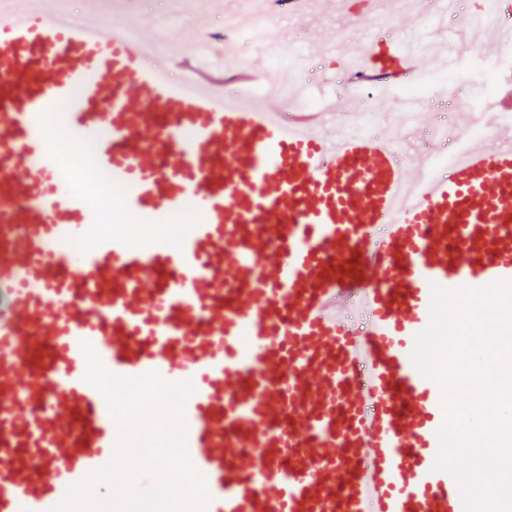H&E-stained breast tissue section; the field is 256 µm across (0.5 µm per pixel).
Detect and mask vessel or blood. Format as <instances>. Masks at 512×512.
Masks as SVG:
<instances>
[{
  "label": "vessel or blood",
  "instance_id": "b4317fda",
  "mask_svg": "<svg viewBox=\"0 0 512 512\" xmlns=\"http://www.w3.org/2000/svg\"><path fill=\"white\" fill-rule=\"evenodd\" d=\"M421 5L436 28L458 0ZM128 29L0 0V512H50L113 456L84 340L116 375L192 382L206 512H464L432 469L441 389L410 354L431 284L512 279V84L450 131L459 156L438 175L430 152L405 163L385 138L227 103L223 47L199 44L172 79ZM412 57L377 36L352 66L396 84ZM89 168L143 234L75 189Z\"/></svg>",
  "mask_w": 512,
  "mask_h": 512
}]
</instances>
